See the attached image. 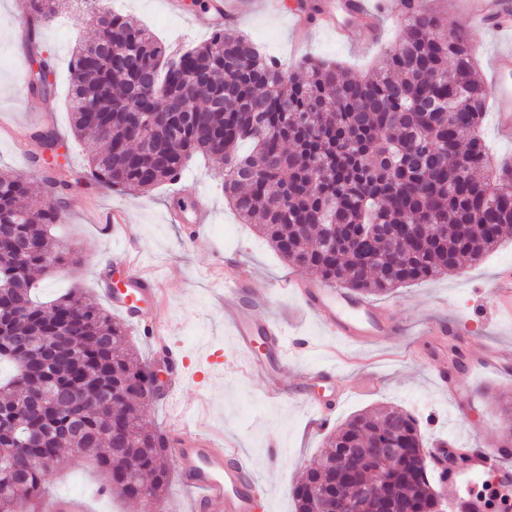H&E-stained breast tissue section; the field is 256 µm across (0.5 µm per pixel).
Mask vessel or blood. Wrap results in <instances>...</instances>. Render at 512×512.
Segmentation results:
<instances>
[{
	"mask_svg": "<svg viewBox=\"0 0 512 512\" xmlns=\"http://www.w3.org/2000/svg\"><path fill=\"white\" fill-rule=\"evenodd\" d=\"M512 11V0H464L466 17L494 28L502 38L512 39V24L499 25L495 16ZM493 112L498 129L512 134V48L500 50L492 62ZM135 246L117 250L112 260L130 271V288L114 292L108 283H101L99 292L130 324L149 340L154 356L165 360L173 370H180L178 353L157 335L149 318L147 302L159 291L156 279L139 266ZM251 278L236 271L224 283V319L235 336L236 344L247 356V366L255 376L266 375L270 359L286 363L289 357L302 356L315 350V340L306 337L288 338L277 321L265 311L267 294L251 292ZM279 293L299 298L331 333L348 343L362 344L381 341L395 332L396 325L377 305L356 301L346 294L321 285L315 280H300L287 276L276 284ZM307 380L336 387L343 379L336 362L328 361L308 369ZM171 430L175 435L173 462L184 482L194 493L192 512H257L263 496L261 486L251 475V465L238 448L218 449L213 439L199 430L189 429L181 417H173ZM491 449L472 451L469 472L445 473L454 512H486L483 498L470 494L468 487L474 476L485 469Z\"/></svg>",
	"mask_w": 512,
	"mask_h": 512,
	"instance_id": "vessel-or-blood-1",
	"label": "vessel or blood"
}]
</instances>
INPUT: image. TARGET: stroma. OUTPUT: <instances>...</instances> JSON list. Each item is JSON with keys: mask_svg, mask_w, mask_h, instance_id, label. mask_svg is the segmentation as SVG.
<instances>
[{"mask_svg": "<svg viewBox=\"0 0 512 512\" xmlns=\"http://www.w3.org/2000/svg\"><path fill=\"white\" fill-rule=\"evenodd\" d=\"M118 11L131 15L161 40L181 46L205 41L212 32L208 10L187 7L183 15L167 11L164 0H114ZM247 18L241 29L280 60L283 70L299 76L306 61H335L359 76L372 75L375 61L399 37V15L404 0H378L382 30L375 43H347L330 32L309 29L297 36L292 16L298 0H242ZM428 9L442 15L447 32H463L478 53L479 74L491 80V59L500 49L496 34L466 22L460 0H424ZM94 28L85 13L68 8L52 23L40 25L21 17L15 0H0V170L26 180L42 193L51 170L37 131L49 129L58 138L59 175L76 178L85 172L88 158L72 130L68 108L70 60L78 43L92 38ZM303 53L290 57L295 40ZM51 66L49 89L32 91L21 77L35 72L37 58ZM222 166L193 158L179 183L146 193L111 190L94 182H81L65 196L69 220L54 230L56 246L70 248L76 264L41 277L37 296L49 301L73 289L98 297L97 278L109 268L113 240L103 235L99 217L115 205L129 212L131 236L144 267L161 280L163 300L174 325L185 367L175 375L177 404L156 398L139 412L148 426L165 431L174 408L186 412L194 424L198 410H205L217 443L232 442L254 465L265 485L267 504L258 512H295L293 490L300 474L320 458L326 436L354 415L381 406H394L418 421L427 448L449 441L457 446L480 448L491 444L506 448L512 465V438L498 428L499 400L512 401V374L479 367L478 359L494 348L512 345V320L496 314V275L512 266V237L462 272L436 280L419 281L387 296L373 297L388 309L399 330L381 344L359 349L347 347L322 329L315 318L292 297L275 298L271 315L291 336L313 337L322 349L288 361L281 372L288 383H300L304 372L343 352L341 369L358 382L357 391L334 411L327 425L300 402L279 400L269 394L267 378H248L235 372L246 356L234 342L231 327L221 313L219 295L225 272L248 269L256 291L271 288L286 274L306 277L289 265L256 234L252 225L239 223L222 188ZM207 197L211 221L200 239H192L183 225L168 223V209H193L197 197ZM441 325L457 336L466 355V367L449 370L458 392L448 395L431 373L434 356L420 340L430 325ZM98 476L87 462L69 456L53 468L50 497L84 499L89 512H145L142 503L115 495H98Z\"/></svg>", "mask_w": 512, "mask_h": 512, "instance_id": "obj_1", "label": "stroma"}]
</instances>
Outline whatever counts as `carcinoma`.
<instances>
[{
	"instance_id": "1",
	"label": "carcinoma",
	"mask_w": 512,
	"mask_h": 512,
	"mask_svg": "<svg viewBox=\"0 0 512 512\" xmlns=\"http://www.w3.org/2000/svg\"><path fill=\"white\" fill-rule=\"evenodd\" d=\"M28 2L30 18L45 23L59 0ZM88 18L96 40L108 34L111 51L132 53L150 71L156 94L195 116L135 124L129 113L154 110L139 70L77 46L69 107L97 183L148 191L177 181L195 155L228 163L224 194L242 223L255 226L285 261L360 296L456 272L512 236V179L491 197L487 178L478 176L482 168L512 172V163L493 160L478 135L488 91L476 74L477 50L466 36L448 35L436 15H409L373 78L310 61L306 76L288 79L242 32L215 30L173 54L119 12L90 8ZM246 141L251 150L239 152ZM147 143L158 152L146 155ZM46 185L36 202L23 179L0 172V230L25 246L21 257L8 243L0 249V336H37L51 347L48 355L38 347L26 354V377L21 355L0 341V362L14 369L0 379V512H40L53 465L65 454L96 469L101 490L157 500L169 480L165 443L137 412L150 380L126 325L75 292L49 303L34 299V275L48 272L46 259L58 268L72 261L70 251L50 246L72 183L49 176ZM434 224L444 225L437 236ZM411 225L410 249L389 252L392 237ZM332 226L336 246L329 247ZM385 435L404 450L396 497L431 509L418 422L382 407L328 435L320 462L297 482L296 512H335L336 449H359L354 479L363 484L380 467L369 448ZM25 441L37 443L40 465L23 471L18 448ZM309 482L320 490L311 500L303 494Z\"/></svg>"
}]
</instances>
